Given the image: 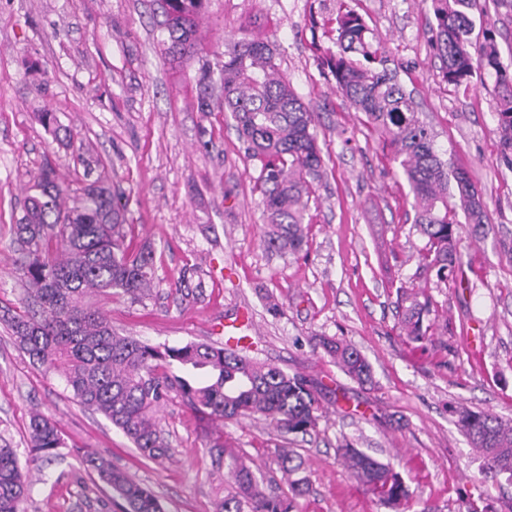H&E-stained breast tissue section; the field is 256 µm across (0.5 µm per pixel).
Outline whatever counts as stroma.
I'll return each instance as SVG.
<instances>
[{
    "instance_id": "1",
    "label": "stroma",
    "mask_w": 512,
    "mask_h": 512,
    "mask_svg": "<svg viewBox=\"0 0 512 512\" xmlns=\"http://www.w3.org/2000/svg\"><path fill=\"white\" fill-rule=\"evenodd\" d=\"M353 12L384 48L389 68L413 90L437 149L464 168L487 204L488 222L458 224L462 264L448 281L417 276L424 240L413 196L391 151L363 123L319 59L335 49L337 14ZM160 0H0V306L23 283L13 226L34 176L52 165L71 179V134L108 168L127 200L133 244L156 249L157 286L133 304L102 300L114 331L149 344H220L225 324L247 313L250 354L311 379L323 416L295 439L308 462V490L295 512H389L357 484L337 453L344 444L392 463L412 493L413 512H512V482L478 485L482 461L459 431L453 407L512 420V168L500 158L493 74L469 85L444 81L434 56L435 18L423 0H206L197 53L173 59L161 43ZM257 36L297 95L318 114L323 177L309 211L307 254L282 258L262 244L259 161L249 159L216 73L227 44ZM473 41L493 40L512 63V5L486 0ZM211 99L210 111L197 108ZM55 112L60 132L38 120ZM204 284L182 299L171 285L185 269ZM426 290L438 311L431 336L409 342L396 289ZM273 296L277 310L266 305ZM333 336L359 350L373 381L358 384L313 349ZM51 416L66 446L31 462L33 412ZM171 459L142 457L102 415L74 400L64 381L32 365L0 323V434L33 466L27 512H108L110 492L84 474L81 452L108 458L148 486L166 512H215L224 472L208 444L224 435L266 476L279 477L285 441L261 417L201 423L179 396L162 411Z\"/></svg>"
}]
</instances>
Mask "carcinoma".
Here are the masks:
<instances>
[{"label":"carcinoma","mask_w":512,"mask_h":512,"mask_svg":"<svg viewBox=\"0 0 512 512\" xmlns=\"http://www.w3.org/2000/svg\"><path fill=\"white\" fill-rule=\"evenodd\" d=\"M436 21L432 46L444 79L460 85L472 77L471 35L481 0H422ZM205 0H163V22L169 51L191 58L198 19ZM336 50L322 59L336 80L337 91L362 113L371 131L391 149L394 162L413 194L414 224L425 239L419 268L446 281L461 261L453 225L458 217L480 227L487 205L467 172L443 158L420 118L411 94L386 67V57L357 16L336 18ZM479 67L496 75L500 89L497 131L501 159L512 168V68L503 65L490 42ZM219 81L224 111L232 114L249 157L260 162L257 185L262 196L263 242L282 257L299 255L306 245L309 202L322 177L317 114L302 102L280 73L271 45L243 37L224 51ZM24 213L13 226L19 245L18 269L27 288L19 306L0 315L19 349L46 374L60 376L76 401L102 414L122 431L141 454L169 460L173 449L159 427L158 414L171 393L179 395L202 420H238L258 415L283 435H310L318 428L319 400L313 382L259 362L243 350L189 342L151 345L112 330L97 299L118 292L132 303L152 296L155 250L151 243L127 244L131 225L125 205L112 192L106 174L78 181L74 189L58 181L54 168L42 167L29 187ZM175 293L198 298L202 283L186 275ZM403 310L402 330L412 342L425 339L433 327L431 297L424 291L397 289ZM321 351L353 380H371V367L356 348L328 336L314 338ZM456 425L482 457L483 482L512 479V421L489 410L457 407ZM64 441L56 423L41 412L29 421V448L35 460L57 455ZM213 447L224 459L232 491L216 503L215 512H293L307 490L300 476L305 461L292 448L275 451L276 464L290 493L257 477L238 448L220 440ZM352 477L393 512H408L411 492L402 477L360 448L338 449ZM110 488L117 512H165L158 497L95 453L81 457ZM32 482L17 449L0 436V512H24Z\"/></svg>","instance_id":"cac0c4a2"}]
</instances>
